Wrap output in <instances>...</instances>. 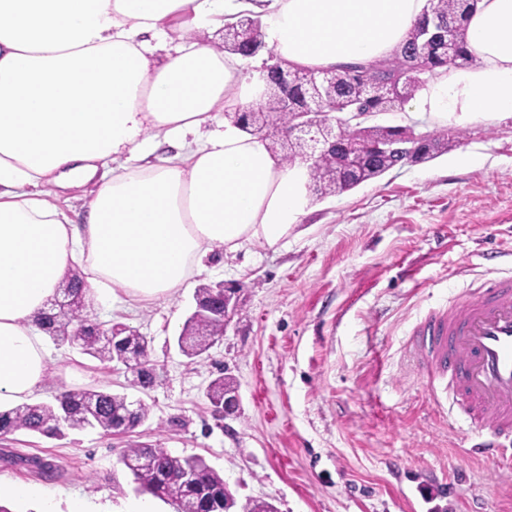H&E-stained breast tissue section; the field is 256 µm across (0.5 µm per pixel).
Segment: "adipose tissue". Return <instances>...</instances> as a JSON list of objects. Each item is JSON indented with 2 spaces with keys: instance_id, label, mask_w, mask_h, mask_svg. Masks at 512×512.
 <instances>
[{
  "instance_id": "1",
  "label": "adipose tissue",
  "mask_w": 512,
  "mask_h": 512,
  "mask_svg": "<svg viewBox=\"0 0 512 512\" xmlns=\"http://www.w3.org/2000/svg\"><path fill=\"white\" fill-rule=\"evenodd\" d=\"M424 2L0 0V412L46 380L35 319L76 259L89 289L158 300L215 249L273 247L300 222L306 163L217 121L264 91L218 49L225 24L264 14L277 61L318 72L389 57ZM467 48L478 65L439 69L414 111L512 112V0H479ZM65 175L86 190L78 224L44 191Z\"/></svg>"
}]
</instances>
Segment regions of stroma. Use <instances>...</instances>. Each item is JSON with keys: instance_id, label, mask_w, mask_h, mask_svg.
Returning a JSON list of instances; mask_svg holds the SVG:
<instances>
[{"instance_id": "35a3bbf8", "label": "stroma", "mask_w": 512, "mask_h": 512, "mask_svg": "<svg viewBox=\"0 0 512 512\" xmlns=\"http://www.w3.org/2000/svg\"><path fill=\"white\" fill-rule=\"evenodd\" d=\"M375 123L418 134L447 129L456 145L355 189L309 198L276 247L246 244L220 256L187 288L158 302L95 294L100 321L150 340L154 386L133 387L123 365L48 343L49 375L34 399L108 389L144 401L148 418L119 435L98 428L48 439L0 438V482L38 494L13 512H65L81 498L97 512L173 506L138 491L120 463L136 443L197 455L239 503L277 512H512V458L470 455L462 432L430 401L409 348L412 328L485 269L512 265V112L435 123L410 103ZM241 284L223 337L191 359L178 325L195 290ZM238 384L237 416L215 420L206 396L220 374ZM37 458L53 466H28Z\"/></svg>"}]
</instances>
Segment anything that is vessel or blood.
<instances>
[{
    "label": "vessel or blood",
    "mask_w": 512,
    "mask_h": 512,
    "mask_svg": "<svg viewBox=\"0 0 512 512\" xmlns=\"http://www.w3.org/2000/svg\"><path fill=\"white\" fill-rule=\"evenodd\" d=\"M413 354L436 401L452 399L476 432L471 454L512 449V273L490 271L413 332Z\"/></svg>",
    "instance_id": "b4317fda"
}]
</instances>
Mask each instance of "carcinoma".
I'll use <instances>...</instances> for the list:
<instances>
[{
  "instance_id": "obj_1",
  "label": "carcinoma",
  "mask_w": 512,
  "mask_h": 512,
  "mask_svg": "<svg viewBox=\"0 0 512 512\" xmlns=\"http://www.w3.org/2000/svg\"><path fill=\"white\" fill-rule=\"evenodd\" d=\"M478 0H468L467 9H462V0H426L421 17L448 20L453 17L458 28L454 45L448 46L442 38L430 46L425 59L414 65L408 50L416 46L421 21L414 22L408 38L389 58L380 62L382 71L373 82L365 81L370 70L365 65L342 66L334 73L330 112L359 110L381 112L388 106L399 105L415 95L426 80L442 67L467 68L476 64L475 56L468 53L466 34L462 21L476 9ZM261 24L251 16L241 18L236 26L238 36L228 33L224 51L230 54H252L249 34ZM274 100H269L263 111L275 112L274 120L286 125L294 112L312 110L311 92L303 82L288 78V111L276 112ZM415 132L407 127L381 124L346 127L336 134V148L329 150L319 162L317 179L320 197H328L352 190L359 185L384 175L392 166L389 156L382 148L392 139L410 140ZM454 147L448 133L428 136L421 147L416 162L432 160ZM73 307L61 311L53 308L37 315L36 322L57 344L74 342L71 331L79 330L83 353L101 361L130 354L143 356L142 366L136 369L135 382L144 389L154 383V368L149 358V341L139 331L122 329V335L112 336V328L98 322L86 301L85 283L79 275L71 278L67 285ZM208 328L200 325L194 317L186 319L178 336L180 351L189 358H198L219 340L207 336ZM236 388L234 378L219 376L211 381L207 397L213 416L223 417L224 392ZM148 417L146 405L141 404L132 415L126 413V396L110 390L64 391L53 403L36 402L18 405L0 412V437L17 431L37 433L47 438H62L65 431L84 429L93 424L104 431L129 430ZM124 468L132 475L138 489L163 501L170 502L175 512H224V479L200 456H175L156 445L136 444L126 448L120 458Z\"/></svg>"
}]
</instances>
